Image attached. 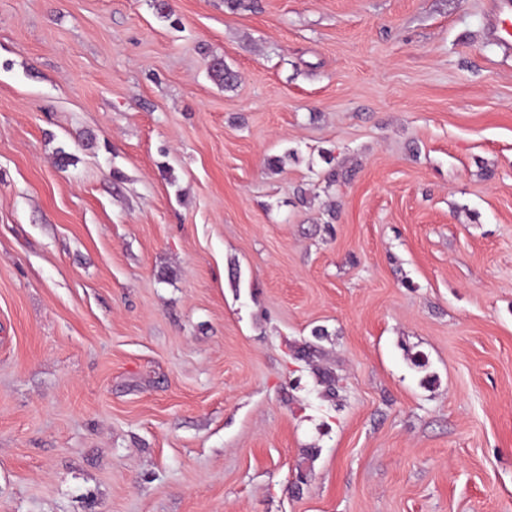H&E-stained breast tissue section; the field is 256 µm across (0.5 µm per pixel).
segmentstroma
<instances>
[{
    "mask_svg": "<svg viewBox=\"0 0 512 512\" xmlns=\"http://www.w3.org/2000/svg\"><path fill=\"white\" fill-rule=\"evenodd\" d=\"M256 2L0 0V512H512L490 0ZM208 74L217 85L224 89H231L238 83L237 73L225 65L221 58H213L210 61Z\"/></svg>",
    "mask_w": 512,
    "mask_h": 512,
    "instance_id": "stroma-1",
    "label": "stroma"
}]
</instances>
